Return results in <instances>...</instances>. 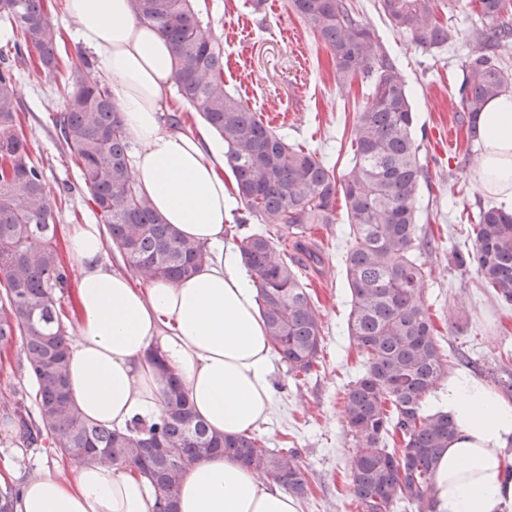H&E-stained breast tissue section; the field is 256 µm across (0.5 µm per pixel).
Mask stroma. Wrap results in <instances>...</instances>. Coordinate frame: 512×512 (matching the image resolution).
Instances as JSON below:
<instances>
[{
	"mask_svg": "<svg viewBox=\"0 0 512 512\" xmlns=\"http://www.w3.org/2000/svg\"><path fill=\"white\" fill-rule=\"evenodd\" d=\"M355 17L380 37L411 92L416 120L413 137L430 175L420 188L418 235L439 239L425 265L424 300L449 357L478 361L482 383L499 376V356L512 357V307H505L482 288L474 268L457 265L454 246L467 237V213L492 198L474 181L478 152L467 140L454 90L472 44L469 34L480 18L466 0L442 20L458 37L451 45L428 52L410 36L394 31L378 8V0H350ZM209 17V34L224 47V84L289 143L317 153L337 174L351 165L350 133L370 80L336 78L324 43L292 10L290 0H201ZM15 68L21 84L19 111L33 158L38 159L51 194L67 203L58 215V233L73 224H96L89 191L76 164L59 142L51 115L64 102L74 81L70 71L45 76L30 73L23 62ZM310 242L319 244L325 264L306 271L323 325V351L318 366L305 379L293 380L287 367L273 361L271 412L254 430L271 448H295L308 482L299 512H355L348 492L349 465L356 448L342 417V397L358 376L357 349L347 332L349 290L343 256L351 238L344 203L336 205V221L314 225ZM0 364V480L22 486L44 468L71 476L73 460H61L49 443L28 444L11 412L24 405L37 415L36 385L24 367L20 341L8 347Z\"/></svg>",
	"mask_w": 512,
	"mask_h": 512,
	"instance_id": "obj_1",
	"label": "stroma"
}]
</instances>
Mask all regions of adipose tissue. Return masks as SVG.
I'll return each mask as SVG.
<instances>
[{
  "label": "adipose tissue",
  "mask_w": 512,
  "mask_h": 512,
  "mask_svg": "<svg viewBox=\"0 0 512 512\" xmlns=\"http://www.w3.org/2000/svg\"><path fill=\"white\" fill-rule=\"evenodd\" d=\"M78 38L99 60L123 123L138 146L137 186L180 233L212 256L178 282L136 288L103 260L97 225L76 224L68 248L82 266L75 291L77 336L69 389L85 419L122 429L156 420L168 374L193 410L220 434L266 420L272 405L270 345L257 288L224 238L237 201L224 181V147L205 125L187 127L169 106L175 60L168 41L136 18L131 0H63ZM475 178L512 211V94L489 101L475 121ZM159 346L161 360L149 354ZM438 402L456 423L434 480L437 512H503L512 503V401L457 374ZM150 486L125 465L79 466L72 478L45 469L28 480L15 512H154ZM178 512H297L295 499L242 463L214 455L183 477Z\"/></svg>",
  "instance_id": "ef3b65f1"
}]
</instances>
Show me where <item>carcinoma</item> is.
Listing matches in <instances>:
<instances>
[{
    "instance_id": "cac0c4a2",
    "label": "carcinoma",
    "mask_w": 512,
    "mask_h": 512,
    "mask_svg": "<svg viewBox=\"0 0 512 512\" xmlns=\"http://www.w3.org/2000/svg\"><path fill=\"white\" fill-rule=\"evenodd\" d=\"M456 0H378L393 28L426 51L457 32L438 20ZM305 25L329 48L347 80L370 77V91L352 129L351 168L335 171L315 153L275 134L256 112L224 88V49L208 34L194 0H132L137 18L156 26L176 58L178 95L224 142L225 164L236 182L241 222L264 225L240 240L239 251L258 288L259 310L273 352L288 374L312 373L323 327L300 270L316 268L278 248L280 231L297 240L312 224H332L342 192L352 242L344 264L350 292L349 337L362 354V372L343 394L342 414L356 444L350 495L357 512H436L433 478L456 433L448 413L426 410L428 396L447 374V355L423 300L424 255L432 243L417 235V200L426 177L412 136L414 112L404 78L379 36L353 15L345 0H291ZM473 10L493 24L472 32L473 49L457 94L474 119L485 104L512 89L502 63L512 51V0H475ZM11 37L0 46V344L21 339L26 371L36 383L38 419L14 410L32 445L47 440L61 457L122 462L154 489L157 512H176L181 482L198 460L222 454L271 478L302 498L308 484L295 448L270 449L249 434L214 433L194 417L177 378L169 380L161 418L125 430L84 419L71 400L69 338L53 291L71 279L57 239V200L46 187L21 128L19 84L10 58H31L35 71L60 66L59 31L48 0H0ZM75 81L53 124L75 159L107 241L131 275L144 282L192 276L207 261L203 244L182 236L137 189L130 136L108 84L80 55ZM472 248L455 251L462 268L475 264L488 293L512 305V213L488 204L470 224ZM19 489L0 488V512H13Z\"/></svg>"
}]
</instances>
